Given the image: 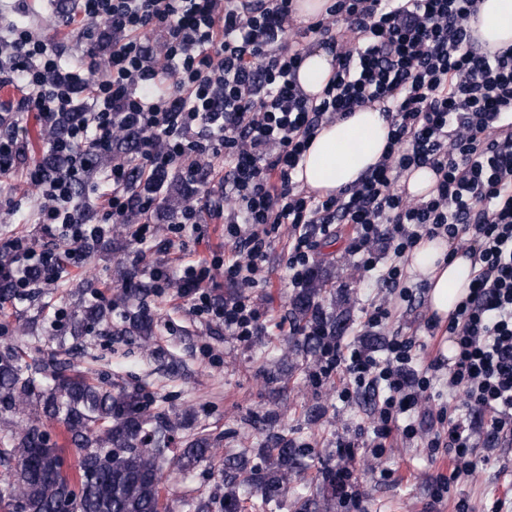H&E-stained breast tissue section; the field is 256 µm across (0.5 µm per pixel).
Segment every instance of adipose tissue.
I'll list each match as a JSON object with an SVG mask.
<instances>
[{
	"mask_svg": "<svg viewBox=\"0 0 512 512\" xmlns=\"http://www.w3.org/2000/svg\"><path fill=\"white\" fill-rule=\"evenodd\" d=\"M469 25L482 46L497 50L512 46V0H481ZM389 142V127L381 112L365 107L351 116L325 123L309 144L296 179L301 187L321 196L354 185L375 166ZM443 240L423 241L411 256L413 271L429 288L433 309L441 315L453 310L470 282V262L448 258Z\"/></svg>",
	"mask_w": 512,
	"mask_h": 512,
	"instance_id": "1",
	"label": "adipose tissue"
}]
</instances>
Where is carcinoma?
Wrapping results in <instances>:
<instances>
[{"mask_svg": "<svg viewBox=\"0 0 512 512\" xmlns=\"http://www.w3.org/2000/svg\"><path fill=\"white\" fill-rule=\"evenodd\" d=\"M14 258L0 252V304L19 297L12 269ZM332 287L331 273L313 269L306 285L291 299L293 320L302 332L297 342L311 357L324 343L339 340L348 315L328 313L324 301ZM112 309L93 302L80 305L73 333L111 321ZM128 327L144 336L153 318L141 310L125 315ZM27 351L7 346L0 351V462L16 460L7 472L9 512H167L161 485L164 467L186 473L218 455L201 435L175 448L179 424L147 411L137 389L106 388L68 360L55 356L39 363L25 361ZM27 415L16 426L7 416ZM64 427L75 451L73 474L64 470V449L52 443L43 420ZM261 464L249 465L245 454L224 457V484L230 488L220 512H244L261 498L269 504L288 488V473L299 474L310 449L281 432H272ZM300 512H327L320 493L302 497Z\"/></svg>", "mask_w": 512, "mask_h": 512, "instance_id": "1", "label": "carcinoma"}]
</instances>
